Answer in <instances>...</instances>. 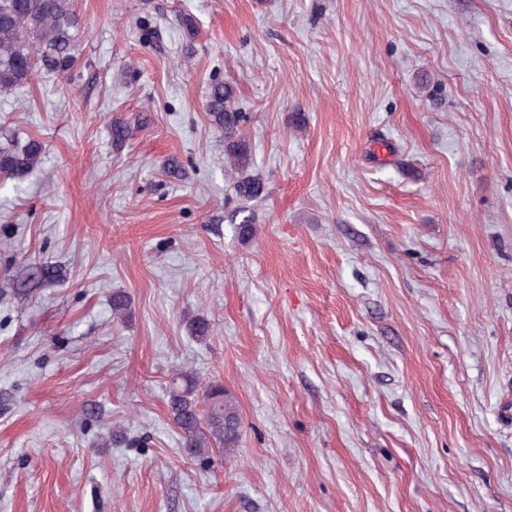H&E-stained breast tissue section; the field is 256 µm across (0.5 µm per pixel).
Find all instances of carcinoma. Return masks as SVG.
Masks as SVG:
<instances>
[{"instance_id":"1","label":"carcinoma","mask_w":512,"mask_h":512,"mask_svg":"<svg viewBox=\"0 0 512 512\" xmlns=\"http://www.w3.org/2000/svg\"><path fill=\"white\" fill-rule=\"evenodd\" d=\"M181 26L185 58L189 59L195 51L198 22L186 13ZM80 30L81 17L74 0H0V92L26 84L38 73L73 74L79 65ZM205 112L210 124L224 132V164L227 173L234 176L236 195L251 200L265 194L267 182L252 172V148L242 129L247 115L240 111L234 84L213 81ZM129 133L128 121L112 119V144L123 145ZM41 156L42 145L37 140L0 146V179L22 176L40 162ZM187 329L198 340L211 331L203 317L192 319ZM167 405L190 458L208 462L217 452L235 454L242 422L234 397L223 384L210 382L201 389L193 372L181 370L172 375Z\"/></svg>"}]
</instances>
